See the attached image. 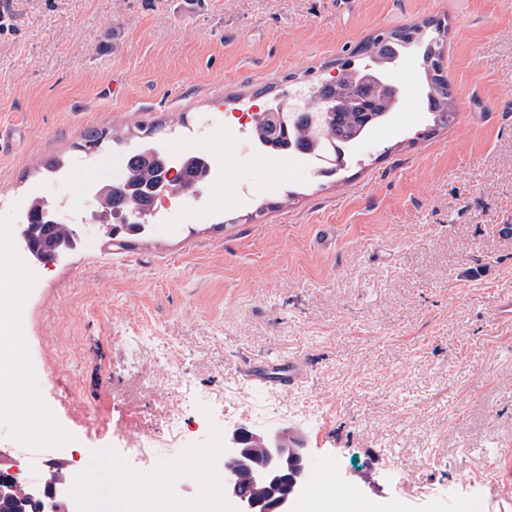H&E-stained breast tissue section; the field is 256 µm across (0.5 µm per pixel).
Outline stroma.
<instances>
[{
    "mask_svg": "<svg viewBox=\"0 0 512 512\" xmlns=\"http://www.w3.org/2000/svg\"><path fill=\"white\" fill-rule=\"evenodd\" d=\"M0 17V216L79 208L93 240L38 291L15 282L19 351L42 368L19 408L45 459L89 466L93 423L126 476L177 459L129 454L174 419L207 452L217 426L297 430L310 463H334L338 512H463L472 496L512 512V321L497 314L512 303V0H0ZM429 18L448 21L456 113L433 138L414 137L431 117L412 52L404 104L336 176L235 154L226 116ZM142 124L169 154L235 167L202 214L126 243L81 175L124 173ZM95 128L112 139L92 155ZM288 360L305 370L292 389L246 373Z\"/></svg>",
    "mask_w": 512,
    "mask_h": 512,
    "instance_id": "1",
    "label": "stroma"
}]
</instances>
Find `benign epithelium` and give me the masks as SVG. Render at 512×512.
<instances>
[{"label":"benign epithelium","instance_id":"1","mask_svg":"<svg viewBox=\"0 0 512 512\" xmlns=\"http://www.w3.org/2000/svg\"><path fill=\"white\" fill-rule=\"evenodd\" d=\"M346 80L356 92L372 89L392 99L398 96L385 69L367 65ZM322 101L325 111L342 112L357 99L341 94L336 86ZM308 475V457L296 435L283 430L255 431L244 425L224 431V500L231 512H292V497L305 490ZM245 478L255 492L241 491Z\"/></svg>","mask_w":512,"mask_h":512}]
</instances>
